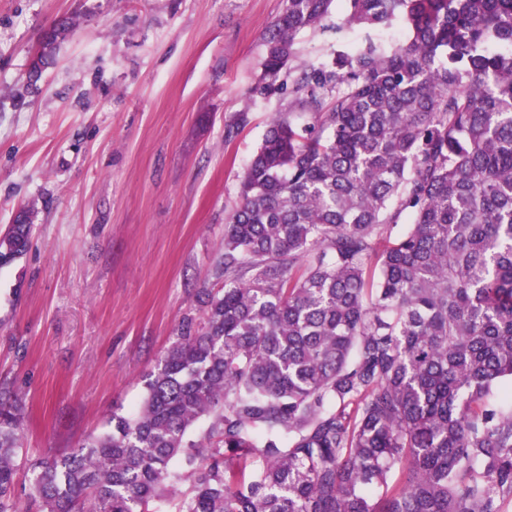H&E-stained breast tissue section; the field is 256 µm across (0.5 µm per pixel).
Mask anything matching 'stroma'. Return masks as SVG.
Masks as SVG:
<instances>
[{"label":"stroma","instance_id":"1","mask_svg":"<svg viewBox=\"0 0 512 512\" xmlns=\"http://www.w3.org/2000/svg\"><path fill=\"white\" fill-rule=\"evenodd\" d=\"M285 0H0V387L22 407L26 459L76 447L131 413L214 264L243 169L287 91L262 92ZM77 27L39 94L17 102L43 31ZM334 32L296 39L293 77ZM246 114L233 135L228 124ZM19 221L22 224L12 225L9 233L2 239L1 246L7 244L10 248L22 250L27 247L31 234V221L28 210H23L22 219L20 215L16 217L15 223Z\"/></svg>","mask_w":512,"mask_h":512}]
</instances>
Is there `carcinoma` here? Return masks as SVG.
Listing matches in <instances>:
<instances>
[{"instance_id": "cac0c4a2", "label": "carcinoma", "mask_w": 512, "mask_h": 512, "mask_svg": "<svg viewBox=\"0 0 512 512\" xmlns=\"http://www.w3.org/2000/svg\"><path fill=\"white\" fill-rule=\"evenodd\" d=\"M334 0H285L263 89ZM399 26L405 41L377 32ZM69 17L17 96L39 91ZM288 87L214 274L112 430L32 461L28 512H508L512 0H341ZM0 240L25 249L29 211ZM21 409L0 391V512Z\"/></svg>"}]
</instances>
